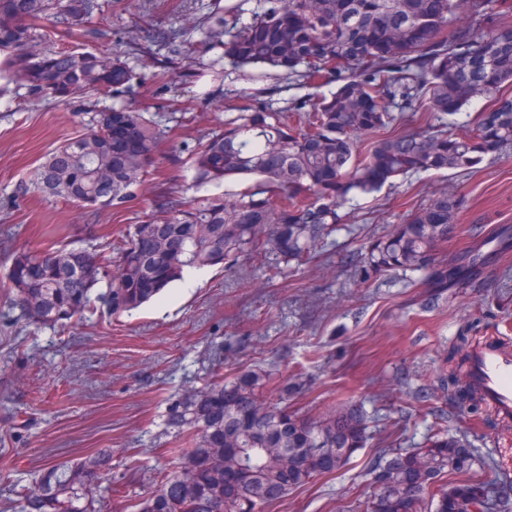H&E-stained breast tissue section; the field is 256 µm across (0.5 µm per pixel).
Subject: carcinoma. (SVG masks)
<instances>
[{
	"instance_id": "carcinoma-1",
	"label": "carcinoma",
	"mask_w": 512,
	"mask_h": 512,
	"mask_svg": "<svg viewBox=\"0 0 512 512\" xmlns=\"http://www.w3.org/2000/svg\"><path fill=\"white\" fill-rule=\"evenodd\" d=\"M504 0H265L241 25L217 18L224 58L242 67L266 64L308 82L335 80L336 91L309 106L273 112L249 98L236 118L208 135L192 155L197 187L249 178L220 196L169 200L175 187L156 183L159 204L110 245L5 252L0 284L9 303L5 327H68L88 314L118 319L180 279L189 267H234L261 254L307 264L342 221L351 194H369L418 170L475 173L512 147V23L494 21ZM98 0H0V71L38 98L65 102L107 95L140 81L107 53L58 47L43 30L52 20L69 31L90 22ZM468 11L474 24L448 33ZM459 133L448 118L481 99ZM417 128L393 134L399 116ZM167 130L158 114L133 105L95 113L34 171L37 192L88 208L120 207L148 181ZM372 134L367 150L356 137ZM460 198L432 195L401 224L369 242L372 271L422 272L439 288L472 287L492 258L512 249V226L476 240L453 259L446 253ZM473 337L462 331L445 351L436 388L485 422L493 414L463 385ZM305 384H274L265 369L218 373L202 387L167 399L163 430L187 439L184 461L159 474L156 490L132 512H266L317 476L344 468L376 439L363 406L347 403L315 417L291 409ZM101 459L49 462L14 512H96ZM380 490L357 512H486L476 487L484 464L464 437L445 427L422 446L397 449L372 471Z\"/></svg>"
}]
</instances>
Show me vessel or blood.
Wrapping results in <instances>:
<instances>
[{"mask_svg": "<svg viewBox=\"0 0 512 512\" xmlns=\"http://www.w3.org/2000/svg\"><path fill=\"white\" fill-rule=\"evenodd\" d=\"M463 381L480 392L501 420L512 421V349L477 343L470 353Z\"/></svg>", "mask_w": 512, "mask_h": 512, "instance_id": "obj_1", "label": "vessel or blood"}]
</instances>
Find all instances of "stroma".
I'll list each match as a JSON object with an SVG mask.
<instances>
[{"mask_svg":"<svg viewBox=\"0 0 512 512\" xmlns=\"http://www.w3.org/2000/svg\"><path fill=\"white\" fill-rule=\"evenodd\" d=\"M100 3L91 24L74 32L54 26L53 40L122 57L141 74L140 85L58 103L33 98L0 76V227H18L14 245L42 249L77 238L105 244L155 210V182L118 210L83 209L29 190L48 151L76 136L93 113L130 103L159 113L170 132L155 181L183 191L192 183L191 154L232 121L242 96L286 112L332 90L272 68L228 63L223 44L210 38L209 18L248 23L264 0ZM175 153L181 163L172 161ZM445 190L464 197L448 243L453 255L471 244L472 229L487 238L498 225H512V150L470 177L418 171L356 197L319 260L300 270L272 256L225 270L204 267L194 287L174 282L117 322L95 314L62 332L31 334L0 326V437H12L0 447V512H11L47 461L101 449L112 463L97 483L98 512H123L124 504L146 498L158 474L180 461L162 433L167 398L203 385L218 362L228 375L254 365L272 368L280 381L306 374L311 387L294 401L305 414L361 402L377 431L398 421L400 447L421 446L442 423L464 435L485 464L501 462L500 441L512 438V427L459 414L430 386L444 347L469 325L481 340L512 347V252L498 256L473 288H434L422 273L380 275L362 262L364 245ZM388 453L381 444L364 448L267 512H352Z\"/></svg>","mask_w":512,"mask_h":512,"instance_id":"1","label":"stroma"}]
</instances>
